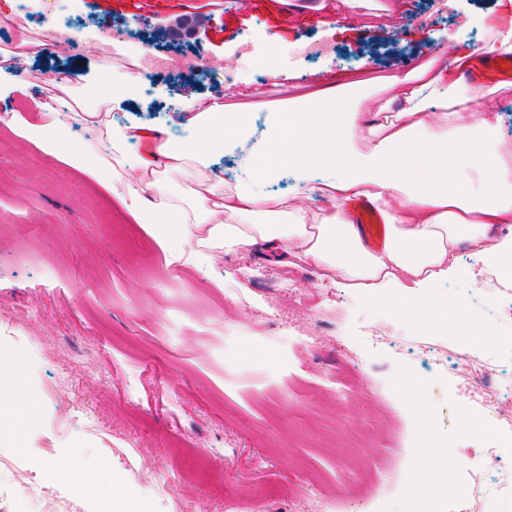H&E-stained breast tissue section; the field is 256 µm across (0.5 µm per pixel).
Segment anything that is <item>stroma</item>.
I'll list each match as a JSON object with an SVG mask.
<instances>
[{
  "mask_svg": "<svg viewBox=\"0 0 512 512\" xmlns=\"http://www.w3.org/2000/svg\"><path fill=\"white\" fill-rule=\"evenodd\" d=\"M209 1L223 23L198 14ZM391 3L368 0L377 15L368 23L336 0H266L246 21L236 0H150L142 25L121 0H62L74 26L60 43L42 22L47 0H0V16L13 19L0 26V48L22 28L43 43L16 68L23 93L0 94V346L22 366L0 365V379L36 407L17 443L5 436L14 418H0V512L49 508L18 484L19 468L75 512H112L105 492L75 486L100 469L143 512H299L298 495L335 512L340 481L358 492L354 512H400L426 445L436 458L428 482L454 472L452 493L436 504L452 512L468 493L466 458L496 468L488 430L459 426L468 405L457 377L474 357H495L498 373L512 375L499 296L475 279L471 250L460 249L456 274L434 294L466 312L476 338L396 319L388 298L330 281L303 260L273 264L253 249L173 261L114 193L8 127L59 72L79 97L104 72L144 76L143 91L94 122L57 105L69 125L63 150L93 155L106 127L180 121L191 93L298 112L299 95L350 73L374 81L444 63L488 47V23L512 27V0ZM287 12L304 25L274 34L270 18ZM186 19L195 36L176 38ZM388 326L392 340L365 342V330ZM67 372L75 384L59 390ZM419 415L427 429L417 428ZM59 463L75 482L58 479Z\"/></svg>",
  "mask_w": 512,
  "mask_h": 512,
  "instance_id": "stroma-1",
  "label": "stroma"
}]
</instances>
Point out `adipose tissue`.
<instances>
[{
    "label": "adipose tissue",
    "mask_w": 512,
    "mask_h": 512,
    "mask_svg": "<svg viewBox=\"0 0 512 512\" xmlns=\"http://www.w3.org/2000/svg\"><path fill=\"white\" fill-rule=\"evenodd\" d=\"M467 64L466 55L456 54L440 66L430 61L384 77L372 88L351 76L309 92L308 111L278 113L261 127L249 104H209L193 96L176 129H106V141L119 151L130 140H152L119 201L160 246L180 234L179 261L194 262L203 247L236 254L260 245L275 262L297 255L350 288L397 300L408 321L429 315L461 321L431 293L455 272L461 247L512 278V234L498 231L512 224V145L495 136L498 107L467 88ZM366 87L374 106L358 117L347 111V99ZM432 99L439 111L429 122ZM252 137L257 143L239 188L222 195L211 179L199 178L181 195L175 178L189 165L208 167ZM285 174L328 196L330 212L285 210L271 189ZM356 198L378 206L386 220L382 251L367 249L344 207ZM433 464L429 450H421L407 493L411 512H422L453 482L449 475L436 486L424 480Z\"/></svg>",
    "instance_id": "adipose-tissue-1"
}]
</instances>
